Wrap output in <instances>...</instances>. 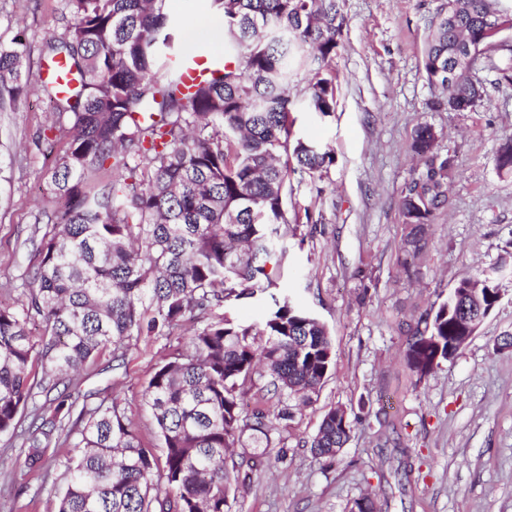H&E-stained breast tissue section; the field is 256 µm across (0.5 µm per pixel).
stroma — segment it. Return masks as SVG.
<instances>
[{
	"label": "stroma",
	"mask_w": 512,
	"mask_h": 512,
	"mask_svg": "<svg viewBox=\"0 0 512 512\" xmlns=\"http://www.w3.org/2000/svg\"><path fill=\"white\" fill-rule=\"evenodd\" d=\"M441 0H341L346 27L336 50V110L296 113L297 135L330 147L321 174L292 177L289 212H312L287 241L271 293L244 297L224 315L262 320L273 296L289 294L324 321L333 342L332 369L317 397L278 423L267 453L246 456L236 512H349L374 497L377 512H512V278L477 333L450 361L420 378L404 361L409 324L437 307L461 279L512 253V176L499 174L496 151L512 135V84L498 80L499 53L482 55L474 77L483 96L457 112L435 106L439 94L423 71V48ZM180 20L178 46L207 38L212 54L224 38L205 34L206 0H169ZM66 25L60 0H0V40H22L29 93L0 108V299L21 300V276L53 210L52 161L37 143L54 120L39 91L43 46ZM434 128L454 159L448 203L428 242L403 271L406 229L400 192L417 170L407 152L413 128ZM191 322L173 335L144 336L119 359L104 355L73 378L99 399L122 400L143 447L161 441L142 389L156 367L189 351ZM344 407L351 438L333 458H315L310 441L325 410ZM20 439L0 436V512H54L71 452L57 441L45 453V478L17 481Z\"/></svg>",
	"instance_id": "35a3bbf8"
}]
</instances>
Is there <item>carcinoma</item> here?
<instances>
[{
    "label": "carcinoma",
    "mask_w": 512,
    "mask_h": 512,
    "mask_svg": "<svg viewBox=\"0 0 512 512\" xmlns=\"http://www.w3.org/2000/svg\"><path fill=\"white\" fill-rule=\"evenodd\" d=\"M64 31L44 53L75 76L65 95L44 84L57 121L42 138L66 139L51 179L62 206L47 223L27 275L22 312L0 301V436L21 434L24 468L40 473L76 400L58 390L108 350L140 336H168L196 317L191 351L154 371L143 391L163 459L142 447L125 406L82 405L57 512H235L233 482L241 464L227 450L271 447L267 410L248 417L241 397L255 385L303 403L333 364L329 328L288 295L273 299L265 319L244 323L205 315L244 295L263 294L286 253L299 216L288 217L291 176L310 177L334 162L331 150L293 135V112L323 117L336 110L331 76L345 27L340 0H207L224 17L229 64L194 91L179 89L166 0H61ZM499 0H444L428 36L423 71L442 90L437 105L465 111L481 97L472 76L454 70L461 56L500 53L499 82L512 83V17ZM456 75H450L451 71ZM303 82L299 94L288 85ZM13 103L28 93L22 53L0 42V94ZM409 153L420 170L401 190L408 229L404 266L421 249L425 229L448 202L454 173L437 149L432 126L415 127ZM112 168H106L107 161ZM499 174L512 175V137L499 146ZM507 260L458 282L411 330L407 367L419 377L457 353L464 316L486 315L499 300ZM44 328L33 341L27 319ZM54 377L50 415L22 427L32 400L35 362ZM352 431L347 411H325L310 448L334 457ZM163 481L159 486L154 479Z\"/></svg>",
    "instance_id": "carcinoma-1"
}]
</instances>
